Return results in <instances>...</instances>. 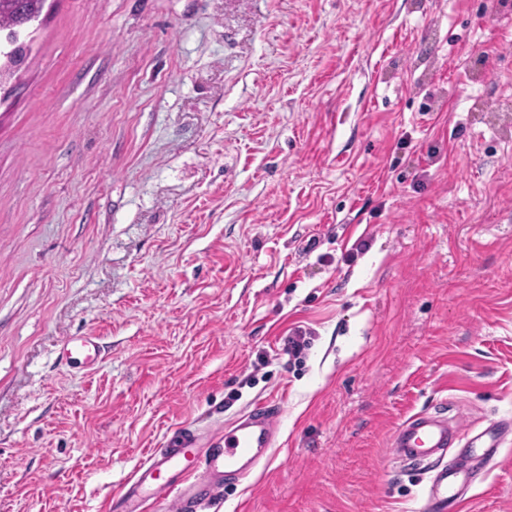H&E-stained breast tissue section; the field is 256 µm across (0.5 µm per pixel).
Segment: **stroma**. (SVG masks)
Returning <instances> with one entry per match:
<instances>
[{
	"label": "stroma",
	"mask_w": 512,
	"mask_h": 512,
	"mask_svg": "<svg viewBox=\"0 0 512 512\" xmlns=\"http://www.w3.org/2000/svg\"><path fill=\"white\" fill-rule=\"evenodd\" d=\"M41 18L0 97V512H107L263 397L273 454L201 512H421L394 430L512 418V0ZM82 333L90 372L58 357ZM447 512H512V435ZM307 333L300 329L293 332L291 336H288V343L286 346V353L288 354L289 361L291 363L300 365L303 363L310 346V338Z\"/></svg>",
	"instance_id": "stroma-1"
}]
</instances>
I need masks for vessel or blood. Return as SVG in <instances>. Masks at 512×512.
I'll return each mask as SVG.
<instances>
[{
  "label": "vessel or blood",
  "mask_w": 512,
  "mask_h": 512,
  "mask_svg": "<svg viewBox=\"0 0 512 512\" xmlns=\"http://www.w3.org/2000/svg\"><path fill=\"white\" fill-rule=\"evenodd\" d=\"M61 361L83 369L96 368L101 350L96 337L65 341ZM281 406L272 399L253 402L222 433L203 437L195 427H179L174 439L152 448L131 477L112 493L111 512H145L149 502L167 499L171 512H194L202 502L218 500L227 481L242 479L273 453L279 433ZM501 422L473 432L464 417L421 412L402 422L392 441V463L400 468L429 471L423 512H446L450 502L471 483L472 472L501 446ZM466 442L481 456L447 459L450 445Z\"/></svg>",
  "instance_id": "obj_1"
}]
</instances>
